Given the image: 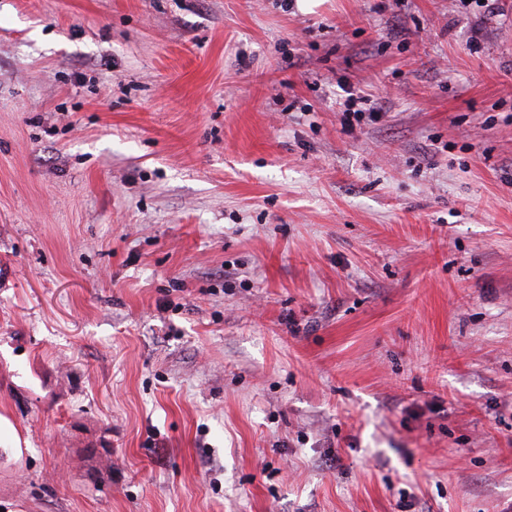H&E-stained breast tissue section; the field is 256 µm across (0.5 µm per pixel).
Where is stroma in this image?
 <instances>
[{
    "label": "stroma",
    "mask_w": 512,
    "mask_h": 512,
    "mask_svg": "<svg viewBox=\"0 0 512 512\" xmlns=\"http://www.w3.org/2000/svg\"><path fill=\"white\" fill-rule=\"evenodd\" d=\"M0 512H512V0H0ZM348 102L350 103V106L353 107L354 105H360V108L358 109H352L349 108L346 113V118L344 120V125L352 124L353 121L359 123L365 116L366 113H368V117H370L373 121L378 120L383 112H379L380 108L378 107V103L369 97L366 96H359L355 97L353 93H348Z\"/></svg>",
    "instance_id": "35a3bbf8"
}]
</instances>
